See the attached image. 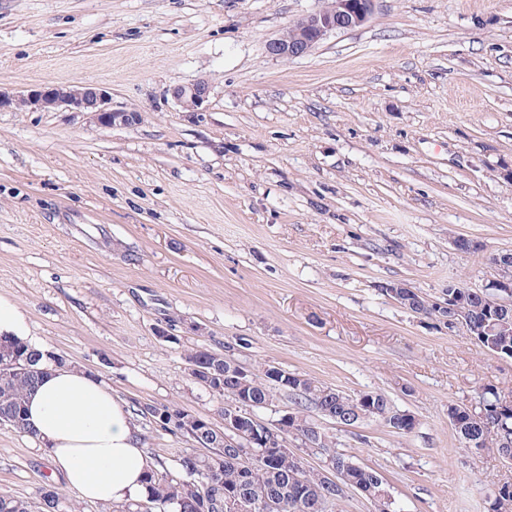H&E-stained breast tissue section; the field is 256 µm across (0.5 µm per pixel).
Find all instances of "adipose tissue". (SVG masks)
Instances as JSON below:
<instances>
[{"label":"adipose tissue","instance_id":"obj_1","mask_svg":"<svg viewBox=\"0 0 512 512\" xmlns=\"http://www.w3.org/2000/svg\"><path fill=\"white\" fill-rule=\"evenodd\" d=\"M27 421L54 476L80 498L107 505L147 497L153 462L140 429L111 390L84 369L52 367L27 397Z\"/></svg>","mask_w":512,"mask_h":512}]
</instances>
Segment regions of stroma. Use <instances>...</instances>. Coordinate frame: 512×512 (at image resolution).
<instances>
[{
    "label": "stroma",
    "instance_id": "stroma-1",
    "mask_svg": "<svg viewBox=\"0 0 512 512\" xmlns=\"http://www.w3.org/2000/svg\"><path fill=\"white\" fill-rule=\"evenodd\" d=\"M323 0H0V85L100 84L138 124L0 112V297L100 378L180 477L193 443L138 415L222 427L189 374L205 347L355 396L418 426L313 414L384 478L391 512H487L512 462L461 445L448 407L512 391V359L411 312L512 249V0H374L308 55L267 42ZM208 80L205 111L172 88ZM463 236L478 252H463ZM40 442L0 425V495L39 503Z\"/></svg>",
    "mask_w": 512,
    "mask_h": 512
}]
</instances>
